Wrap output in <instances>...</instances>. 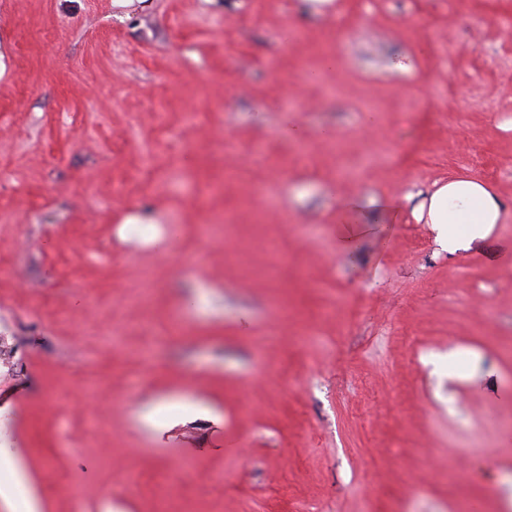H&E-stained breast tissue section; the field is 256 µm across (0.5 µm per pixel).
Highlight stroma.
I'll return each mask as SVG.
<instances>
[{"instance_id":"1","label":"stroma","mask_w":512,"mask_h":512,"mask_svg":"<svg viewBox=\"0 0 512 512\" xmlns=\"http://www.w3.org/2000/svg\"><path fill=\"white\" fill-rule=\"evenodd\" d=\"M509 13L0 0V454L38 512H512V210L451 258L403 200H512Z\"/></svg>"}]
</instances>
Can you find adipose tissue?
Masks as SVG:
<instances>
[{
	"label": "adipose tissue",
	"instance_id": "obj_1",
	"mask_svg": "<svg viewBox=\"0 0 512 512\" xmlns=\"http://www.w3.org/2000/svg\"><path fill=\"white\" fill-rule=\"evenodd\" d=\"M502 208V200L481 182L452 178L420 202L417 216L430 224L436 243L453 257L487 239Z\"/></svg>",
	"mask_w": 512,
	"mask_h": 512
}]
</instances>
